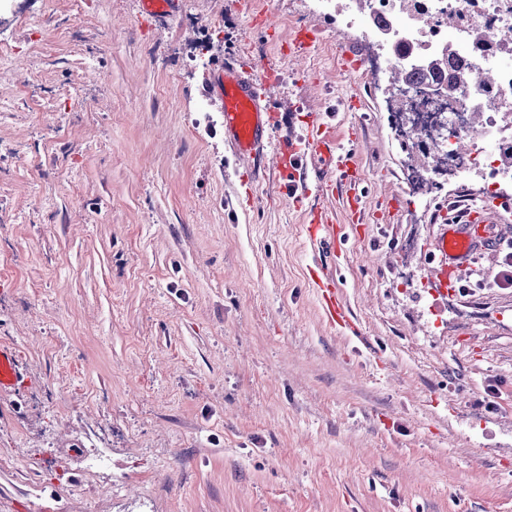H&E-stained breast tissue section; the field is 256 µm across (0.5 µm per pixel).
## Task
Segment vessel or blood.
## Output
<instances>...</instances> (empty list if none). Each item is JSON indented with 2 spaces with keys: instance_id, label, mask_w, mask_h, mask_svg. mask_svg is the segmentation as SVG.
I'll use <instances>...</instances> for the list:
<instances>
[{
  "instance_id": "obj_1",
  "label": "vessel or blood",
  "mask_w": 512,
  "mask_h": 512,
  "mask_svg": "<svg viewBox=\"0 0 512 512\" xmlns=\"http://www.w3.org/2000/svg\"><path fill=\"white\" fill-rule=\"evenodd\" d=\"M212 91L221 105L224 140L232 156L247 162L250 173L267 166L269 154H276L288 166L291 178L286 194L301 203L308 178H315L325 190L335 187L336 177L355 172L353 155L336 151L318 124H311L307 135L283 130L275 103L264 92V77L235 56L216 58ZM511 205H485L469 209L464 216H451L439 226L433 247L437 262L434 272L440 288H448L452 275L470 266L475 254L495 256L503 249L491 227L505 221ZM326 321L335 328L356 332L357 325L344 305L332 272L326 266L313 270ZM28 374L17 351L0 344V391H16L26 386Z\"/></svg>"
}]
</instances>
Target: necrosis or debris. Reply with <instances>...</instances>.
<instances>
[{
  "label": "necrosis or debris",
  "mask_w": 512,
  "mask_h": 512,
  "mask_svg": "<svg viewBox=\"0 0 512 512\" xmlns=\"http://www.w3.org/2000/svg\"><path fill=\"white\" fill-rule=\"evenodd\" d=\"M419 2L409 10L403 0H367L364 10H337L336 19L348 28L364 27L373 52L362 63L363 74L391 83L411 105L415 152L438 154L459 180L480 177L489 198L506 201L512 169L501 159L512 149V42L502 34L512 30V0ZM451 14L462 23L453 37L446 25ZM472 30L482 31L481 42L469 39ZM434 60L443 61V68L431 69ZM474 68L493 75L489 87L428 96V89L446 86L454 73ZM404 70L410 80H395V72Z\"/></svg>",
  "instance_id": "necrosis-or-debris-1"
}]
</instances>
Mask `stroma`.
I'll list each match as a JSON object with an SVG mask.
<instances>
[{"label":"stroma","mask_w":512,"mask_h":512,"mask_svg":"<svg viewBox=\"0 0 512 512\" xmlns=\"http://www.w3.org/2000/svg\"><path fill=\"white\" fill-rule=\"evenodd\" d=\"M72 2L0 0V342L34 378L0 393V512H512V285L499 257L432 278L388 90L340 67L361 29L318 0H82L77 30ZM204 44L353 153L358 221L348 181L296 205L248 177ZM327 223H330V220L325 211L323 209L314 210L310 224L307 226L309 238L320 243L330 244V224ZM312 273L317 284L322 310L326 321L334 328L358 336L359 331L349 309L344 305L332 272L326 266H316Z\"/></svg>","instance_id":"35a3bbf8"}]
</instances>
